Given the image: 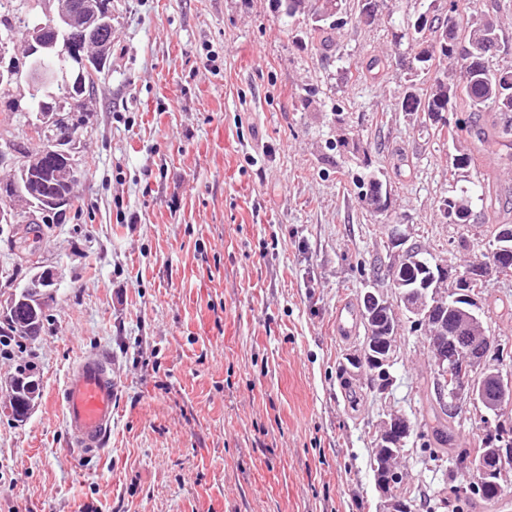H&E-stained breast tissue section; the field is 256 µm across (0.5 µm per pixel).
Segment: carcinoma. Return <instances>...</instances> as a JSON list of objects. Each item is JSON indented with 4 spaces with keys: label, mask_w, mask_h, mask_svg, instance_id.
<instances>
[{
    "label": "carcinoma",
    "mask_w": 512,
    "mask_h": 512,
    "mask_svg": "<svg viewBox=\"0 0 512 512\" xmlns=\"http://www.w3.org/2000/svg\"><path fill=\"white\" fill-rule=\"evenodd\" d=\"M39 11L29 22L15 30V40L20 51L0 61V126L8 127L34 106L42 105L47 125L60 129V118L72 111H93L92 100L97 86L112 67V0H36ZM278 11L286 17L305 24L306 34L319 41L329 50L334 45L336 29L343 24L346 12L345 0H274ZM380 0H357L356 18L366 23L375 19ZM19 0H0V28L11 25L10 18L17 17ZM54 24H47L48 16ZM96 31L99 48L92 51L96 62L85 78L71 76V52L83 43V32ZM394 47L407 41L410 62V91L401 100L405 112H414L422 123L432 130L438 140L453 142L475 137L481 151L494 145L496 161L500 166L512 164V64L491 68L489 59L505 51L506 39L497 20L488 13L470 9L467 0H450L448 14L430 15L425 9L418 13L413 23L404 31L393 35ZM38 41L44 47V55L28 54L29 41ZM392 58L374 55L366 62V70L373 78L380 79ZM45 66L54 71L55 77L43 84L30 83L33 69ZM425 80L426 89L415 90L416 82ZM467 106L468 115L457 116V102ZM25 170L10 175V182L18 183L22 193L9 187L0 190L21 203L45 213L41 205L64 198L72 205L77 174L67 162L58 159L53 168L31 162L33 154L20 149ZM448 220L453 224H470L473 211L467 196L448 197ZM487 248L474 256L470 264L490 258V252L501 236H512V225L493 216L490 220ZM482 294L476 285L466 283L452 289L447 295L448 320L456 321L463 312L478 306ZM360 320L364 329L371 330L369 340L378 344L390 330L392 318L381 312L372 313L360 304ZM14 332L20 336H36L41 331V319L32 318L26 311L10 316ZM367 386L380 393L391 385L388 366L378 360L367 362ZM11 400L22 409L29 408L39 390L36 380L20 375L11 384ZM441 389L437 379H432L427 396L434 400L430 405L435 425L427 423L410 428L406 442L419 447V453L431 462L448 460V483L431 494L422 493L429 512L447 509L462 501H492L503 485L499 474L509 467L512 477V425L484 430L477 435L473 445L459 454L482 462L487 479L478 481L465 477L453 469V430L465 420L462 407L440 401ZM405 448H397L382 439L374 448L373 473L378 486L390 485L397 490L391 497L393 512H416L417 497L400 493L403 477L397 460Z\"/></svg>",
    "instance_id": "carcinoma-1"
}]
</instances>
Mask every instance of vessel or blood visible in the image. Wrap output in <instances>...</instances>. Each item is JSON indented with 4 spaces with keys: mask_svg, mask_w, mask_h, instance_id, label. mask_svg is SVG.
Masks as SVG:
<instances>
[{
    "mask_svg": "<svg viewBox=\"0 0 512 512\" xmlns=\"http://www.w3.org/2000/svg\"><path fill=\"white\" fill-rule=\"evenodd\" d=\"M117 396L111 357L82 355L71 367L59 398L70 447L87 457L101 451L112 434Z\"/></svg>",
    "mask_w": 512,
    "mask_h": 512,
    "instance_id": "1",
    "label": "vessel or blood"
}]
</instances>
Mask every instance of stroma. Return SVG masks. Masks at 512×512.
<instances>
[{"label": "stroma", "mask_w": 512, "mask_h": 512, "mask_svg": "<svg viewBox=\"0 0 512 512\" xmlns=\"http://www.w3.org/2000/svg\"><path fill=\"white\" fill-rule=\"evenodd\" d=\"M419 0L348 17L330 52L295 45L272 0H112V72L81 126L77 201L32 250L0 224V327L40 263L55 272L38 336L0 349V389L29 367L39 394L0 412V512H382L371 470L388 414L432 420L424 336L400 327L385 393L344 386L362 334L336 311L388 290L390 225L448 270L484 250V159L449 176L400 101L405 69L350 68L392 49ZM390 193L368 211L354 180ZM468 193L474 223L439 206ZM112 358L118 399L101 455L66 446L58 394L85 353Z\"/></svg>", "instance_id": "1"}]
</instances>
